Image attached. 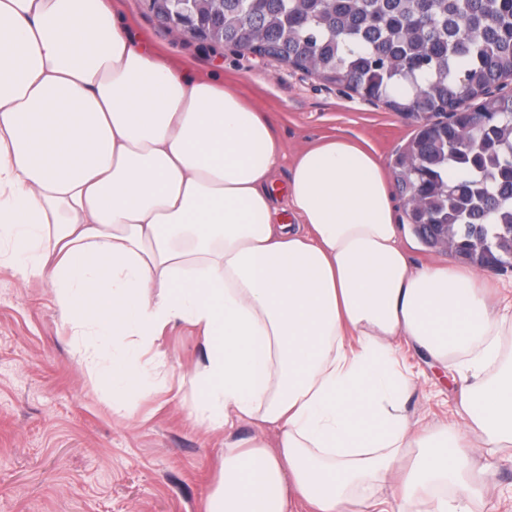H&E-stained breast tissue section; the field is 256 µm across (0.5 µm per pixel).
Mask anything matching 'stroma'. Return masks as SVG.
Here are the masks:
<instances>
[{
	"label": "stroma",
	"instance_id": "35a3bbf8",
	"mask_svg": "<svg viewBox=\"0 0 512 512\" xmlns=\"http://www.w3.org/2000/svg\"><path fill=\"white\" fill-rule=\"evenodd\" d=\"M114 2L131 32L169 64L224 78L267 114L284 147L278 191L286 189L295 153L321 137L363 138L389 164L418 128L383 103L270 57L176 36L143 0ZM157 345L164 363L145 361L146 382L127 390L124 413H114L112 385L89 379L52 286L21 282L0 266V512H204L225 436L198 424L194 394L179 382L201 360V339L178 322ZM458 394L449 376L417 365L411 420L453 422ZM475 466L490 492L472 500L471 512H489L494 502L512 512L504 497L512 490V446L478 453Z\"/></svg>",
	"mask_w": 512,
	"mask_h": 512
}]
</instances>
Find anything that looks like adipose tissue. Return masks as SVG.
<instances>
[{
  "label": "adipose tissue",
  "mask_w": 512,
  "mask_h": 512,
  "mask_svg": "<svg viewBox=\"0 0 512 512\" xmlns=\"http://www.w3.org/2000/svg\"><path fill=\"white\" fill-rule=\"evenodd\" d=\"M282 155L262 112L136 45L111 0H0V265L52 286L117 387L168 324L199 328L196 421L278 431L229 444L206 512H376L382 488L399 512H469L475 452L512 445L506 286L412 265L365 140L299 149L283 200ZM404 349L458 377L457 425L410 422Z\"/></svg>",
  "instance_id": "1"
}]
</instances>
